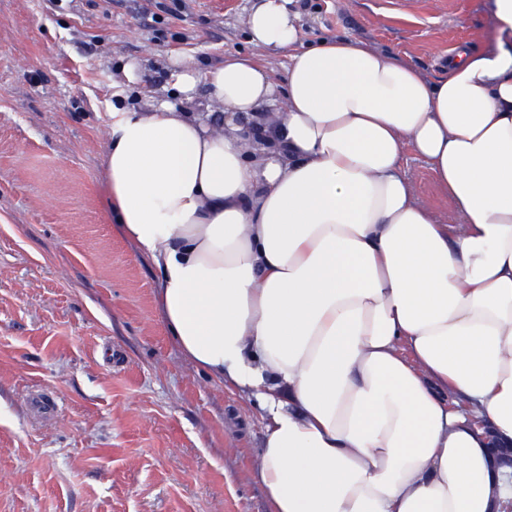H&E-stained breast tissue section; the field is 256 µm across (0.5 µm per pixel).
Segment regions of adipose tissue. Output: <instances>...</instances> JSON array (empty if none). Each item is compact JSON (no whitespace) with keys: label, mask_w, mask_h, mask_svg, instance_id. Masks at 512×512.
<instances>
[{"label":"adipose tissue","mask_w":512,"mask_h":512,"mask_svg":"<svg viewBox=\"0 0 512 512\" xmlns=\"http://www.w3.org/2000/svg\"><path fill=\"white\" fill-rule=\"evenodd\" d=\"M491 10L487 46L431 81L363 40L303 45L294 0H255L283 76L177 58L173 99L111 112L110 207L183 355L264 410L271 512L512 496L487 447L512 442V0ZM408 150L458 223L412 192Z\"/></svg>","instance_id":"ef3b65f1"}]
</instances>
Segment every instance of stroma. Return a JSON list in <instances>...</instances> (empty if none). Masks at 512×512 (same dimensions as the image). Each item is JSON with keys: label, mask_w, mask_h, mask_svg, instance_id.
Instances as JSON below:
<instances>
[{"label": "stroma", "mask_w": 512, "mask_h": 512, "mask_svg": "<svg viewBox=\"0 0 512 512\" xmlns=\"http://www.w3.org/2000/svg\"><path fill=\"white\" fill-rule=\"evenodd\" d=\"M0 0V512H269L254 401L188 361L161 274L106 198L113 107L171 66L255 54L253 0ZM302 42L366 41L429 79L482 50L489 0H300ZM414 194L447 203L407 158Z\"/></svg>", "instance_id": "stroma-1"}]
</instances>
